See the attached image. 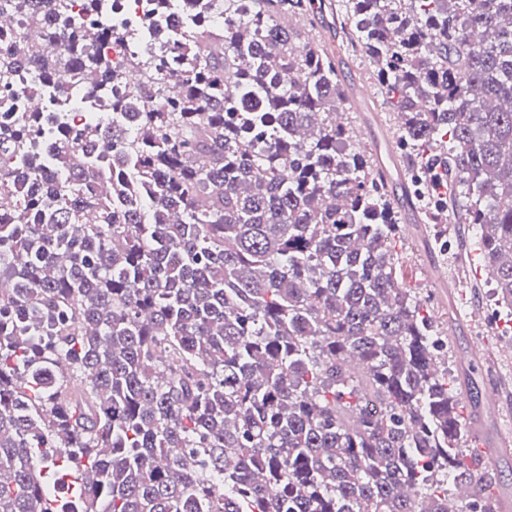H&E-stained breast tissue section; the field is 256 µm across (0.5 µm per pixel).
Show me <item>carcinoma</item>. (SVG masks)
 Here are the masks:
<instances>
[{
	"mask_svg": "<svg viewBox=\"0 0 512 512\" xmlns=\"http://www.w3.org/2000/svg\"><path fill=\"white\" fill-rule=\"evenodd\" d=\"M55 2L0 4V87L119 120H0V512H448L460 483L494 512L336 53L374 63L417 222L476 226L459 260L509 318L512 0H196L180 33L155 0L188 46L159 108L169 61L115 65L108 0ZM322 7L334 51L284 24ZM41 107L46 112H53L56 121L62 125L73 122L78 124L84 122L91 116L106 117L110 112H107L101 103L94 98L83 97L78 105L74 104L72 100L48 98L42 101Z\"/></svg>",
	"mask_w": 512,
	"mask_h": 512,
	"instance_id": "cac0c4a2",
	"label": "carcinoma"
}]
</instances>
